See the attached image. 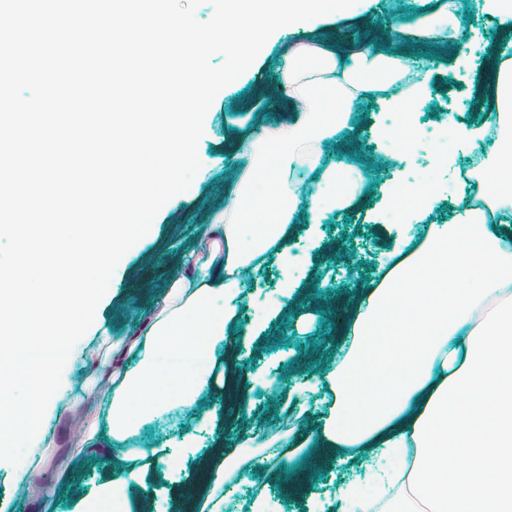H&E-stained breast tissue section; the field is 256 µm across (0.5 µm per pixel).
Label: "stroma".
Wrapping results in <instances>:
<instances>
[{"mask_svg": "<svg viewBox=\"0 0 512 512\" xmlns=\"http://www.w3.org/2000/svg\"><path fill=\"white\" fill-rule=\"evenodd\" d=\"M446 0H363L358 11L329 14L313 27L292 24L274 32L254 63L215 97L204 119L198 145L201 167L190 188L170 199L158 212L151 234L120 260L95 319L74 346L65 365L57 397L51 398L40 429L19 464L0 460V512H78L103 482L125 478L135 512H166L179 502L178 485L201 479L209 493L208 473L221 469L233 442L229 428L255 423L262 432L260 452L251 464H238L234 481L224 489L223 512H253L262 498L267 512H335L345 485L361 482L368 460L334 454L325 467L313 466L316 453L305 436L329 414L334 399L328 373L345 352L347 328L333 322L327 301L348 296L355 287L379 281L387 257L403 226L391 210L392 190L402 184L429 181L439 190L410 225L421 233L428 224L460 222L465 201L435 168L433 155L443 149V124L455 116L462 127L491 135L494 113L487 71L499 63L502 45L512 40V27L498 24L482 9L481 0H457L465 38L442 56H422L413 21L424 11L444 8ZM386 41L416 64L415 75L432 85L411 110V122L425 137L428 150L393 148L377 137V128H392L397 113L384 100L396 88L377 91L353 106L356 145L342 151L322 147V165L356 170L363 185L354 209L320 214L317 224L300 219L292 225L289 245L302 257L286 266L273 254L243 270L236 304L238 333L245 343L230 341L216 371L218 387L191 407H176L143 425L133 435L108 444L98 456L85 452L91 416L105 417L113 382L100 361L128 343L155 320L158 303L171 281L186 272L185 258L200 240L210 238L212 224L224 216L225 191L235 168L248 162L240 145L258 127L274 128L290 117L286 92L277 76L287 66L286 51L299 41L360 46ZM295 288L283 291L285 281ZM280 304L268 335L256 337L251 326L264 301ZM252 382V415L237 416L233 393ZM304 476L301 498L284 495L281 471Z\"/></svg>", "mask_w": 512, "mask_h": 512, "instance_id": "1", "label": "stroma"}]
</instances>
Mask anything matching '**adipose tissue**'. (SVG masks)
Instances as JSON below:
<instances>
[{
	"mask_svg": "<svg viewBox=\"0 0 512 512\" xmlns=\"http://www.w3.org/2000/svg\"><path fill=\"white\" fill-rule=\"evenodd\" d=\"M406 74L396 53L289 47L280 80L296 110L288 124L259 128L245 142L248 162L213 227L224 259L171 283L133 350L137 366L112 391V439L171 403L193 405L207 389L238 319L241 269L269 251L296 262L288 249L296 163L320 170L311 219L349 211L361 182L321 167L319 149L349 129L356 100ZM492 84L495 137L470 187L512 214V65L501 62ZM348 334L331 375L334 413L312 438L321 448L359 449L372 466L344 487L336 512H512V225L474 207L464 223L400 241L383 278L363 290Z\"/></svg>",
	"mask_w": 512,
	"mask_h": 512,
	"instance_id": "obj_1",
	"label": "adipose tissue"
}]
</instances>
